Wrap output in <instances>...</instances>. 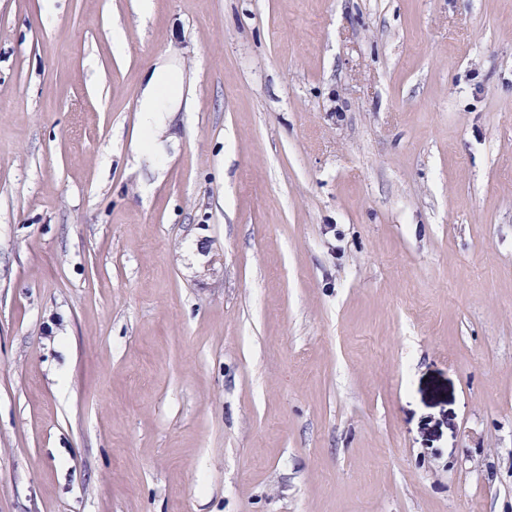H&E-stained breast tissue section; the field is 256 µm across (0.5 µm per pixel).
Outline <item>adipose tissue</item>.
Listing matches in <instances>:
<instances>
[{
    "label": "adipose tissue",
    "mask_w": 512,
    "mask_h": 512,
    "mask_svg": "<svg viewBox=\"0 0 512 512\" xmlns=\"http://www.w3.org/2000/svg\"><path fill=\"white\" fill-rule=\"evenodd\" d=\"M183 73L167 60L156 61L139 99L140 124L136 138L140 152L156 150L169 131L170 120L182 104Z\"/></svg>",
    "instance_id": "obj_1"
}]
</instances>
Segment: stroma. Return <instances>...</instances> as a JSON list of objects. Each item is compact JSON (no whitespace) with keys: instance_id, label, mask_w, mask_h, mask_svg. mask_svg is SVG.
Listing matches in <instances>:
<instances>
[{"instance_id":"obj_1","label":"stroma","mask_w":512,"mask_h":512,"mask_svg":"<svg viewBox=\"0 0 512 512\" xmlns=\"http://www.w3.org/2000/svg\"><path fill=\"white\" fill-rule=\"evenodd\" d=\"M151 3L0 0V512H512V0ZM183 90L182 71L168 60H157L150 80L140 93V124L136 135L139 149L133 156L135 162L144 152L157 151L159 138L168 133L171 117L182 104Z\"/></svg>"}]
</instances>
